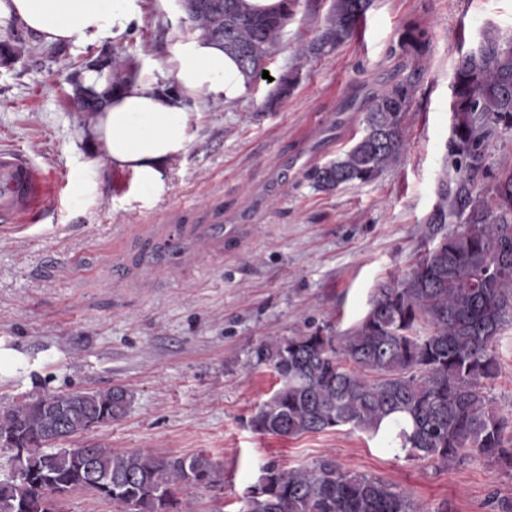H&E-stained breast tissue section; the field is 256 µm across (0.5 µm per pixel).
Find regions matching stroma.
I'll return each instance as SVG.
<instances>
[{
  "mask_svg": "<svg viewBox=\"0 0 512 512\" xmlns=\"http://www.w3.org/2000/svg\"><path fill=\"white\" fill-rule=\"evenodd\" d=\"M331 4L299 8L268 78L252 82L243 101L191 112L190 143L163 168L158 190L91 149L84 131L92 119L73 110L72 81L114 50L138 72L161 63L169 34L188 28L184 14L147 0L121 40L85 47L47 46L20 25L0 27V40L23 47L0 64V148L36 163L47 195L46 210L22 227L0 223V405L128 389L126 413L83 442L205 453L221 481L185 489L196 512H240L268 464L325 458L410 490L431 512H492V496L512 497V469L467 461L447 470L382 451L347 426L289 440L248 425L277 383L268 366L247 363L260 342L324 325L346 332L378 284L410 267L437 181L452 165L454 64L484 31L512 33V0H374L355 39L299 56ZM410 20L428 28L432 46L405 117L406 153L374 182L315 190L284 158L320 165L359 138L344 103L388 85L397 65L389 49ZM287 73L297 76L293 93L257 113ZM217 218L234 227L223 254L175 234L177 225ZM495 353L502 371L489 397L511 419L512 326Z\"/></svg>",
  "mask_w": 512,
  "mask_h": 512,
  "instance_id": "obj_1",
  "label": "stroma"
}]
</instances>
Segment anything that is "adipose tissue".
I'll list each match as a JSON object with an SVG mask.
<instances>
[{"label":"adipose tissue","mask_w":512,"mask_h":512,"mask_svg":"<svg viewBox=\"0 0 512 512\" xmlns=\"http://www.w3.org/2000/svg\"><path fill=\"white\" fill-rule=\"evenodd\" d=\"M142 13L143 0H0V24L19 22L46 45L118 40ZM163 69L174 77L177 91H162L152 72L114 91L93 71L82 81L107 100L88 128L93 145L148 186L159 184L165 163L187 148L191 107L207 102L232 105L249 90V78L236 58L198 32L176 34Z\"/></svg>","instance_id":"obj_1"}]
</instances>
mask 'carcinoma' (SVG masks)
Instances as JSON below:
<instances>
[{
	"mask_svg": "<svg viewBox=\"0 0 512 512\" xmlns=\"http://www.w3.org/2000/svg\"><path fill=\"white\" fill-rule=\"evenodd\" d=\"M372 0H333L325 25L305 48L329 53L351 40ZM300 0H283L276 13H256L242 0H186L190 31H201L233 53L251 78L263 74L283 42ZM431 47L428 30L407 22L390 48L410 70L384 91L345 109L363 113L362 134L342 154L308 174L331 192L375 181L406 152L405 113L416 91V65ZM128 62L114 51L95 67L117 88ZM283 75L259 108L272 112L294 90ZM454 174L438 182V202L421 233L425 249L409 270L382 284L370 309L349 332L321 328L280 337L253 349L249 364L268 365L280 386L249 420L258 433L294 439L340 426L379 439L387 451L451 467L463 460L512 468V420L500 416L487 383L500 372L497 337L512 325V168L481 172L499 126L512 128V34H482L456 62L452 77ZM83 111L104 101L74 81ZM453 224L455 228L448 229ZM123 388L43 393L0 407V512H49L60 486L112 504L114 512H194L179 497L187 487L209 488L220 473L204 453L159 455L115 452L95 445L94 469L110 481H90L84 462L59 439L90 430L127 410ZM240 512H429L412 493L381 478L340 470L323 459L310 467L266 468Z\"/></svg>",
	"mask_w": 512,
	"mask_h": 512,
	"instance_id": "1",
	"label": "carcinoma"
}]
</instances>
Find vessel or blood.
Returning <instances> with one entry per match:
<instances>
[{
	"label": "vessel or blood",
	"instance_id": "b4317fda",
	"mask_svg": "<svg viewBox=\"0 0 512 512\" xmlns=\"http://www.w3.org/2000/svg\"><path fill=\"white\" fill-rule=\"evenodd\" d=\"M45 182L40 168L19 153L0 150V222L18 223L39 208L45 199ZM185 235L194 238L203 251L220 254L224 251V227L220 224H189Z\"/></svg>",
	"mask_w": 512,
	"mask_h": 512
}]
</instances>
